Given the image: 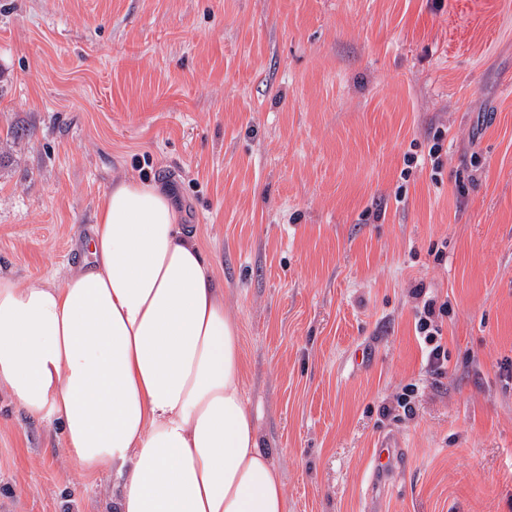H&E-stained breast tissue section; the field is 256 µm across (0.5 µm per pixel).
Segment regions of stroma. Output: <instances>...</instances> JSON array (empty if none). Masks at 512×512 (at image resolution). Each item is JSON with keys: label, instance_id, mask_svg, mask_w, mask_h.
<instances>
[{"label": "stroma", "instance_id": "obj_1", "mask_svg": "<svg viewBox=\"0 0 512 512\" xmlns=\"http://www.w3.org/2000/svg\"><path fill=\"white\" fill-rule=\"evenodd\" d=\"M123 176L224 287L290 512H512V0H0V272L62 282ZM0 512H112L2 389ZM417 307L415 320L416 336L425 351L427 364L435 369H441L448 361V350L443 344L442 328L438 325L439 315L448 314V302L443 301L437 306L434 297H428Z\"/></svg>", "mask_w": 512, "mask_h": 512}]
</instances>
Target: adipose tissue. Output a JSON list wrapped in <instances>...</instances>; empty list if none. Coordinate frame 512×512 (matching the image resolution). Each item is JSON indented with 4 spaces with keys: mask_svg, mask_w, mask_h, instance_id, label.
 <instances>
[{
    "mask_svg": "<svg viewBox=\"0 0 512 512\" xmlns=\"http://www.w3.org/2000/svg\"><path fill=\"white\" fill-rule=\"evenodd\" d=\"M63 285L0 274V387L57 424L114 512H289L244 398L224 288L170 194L122 178Z\"/></svg>",
    "mask_w": 512,
    "mask_h": 512,
    "instance_id": "adipose-tissue-1",
    "label": "adipose tissue"
}]
</instances>
